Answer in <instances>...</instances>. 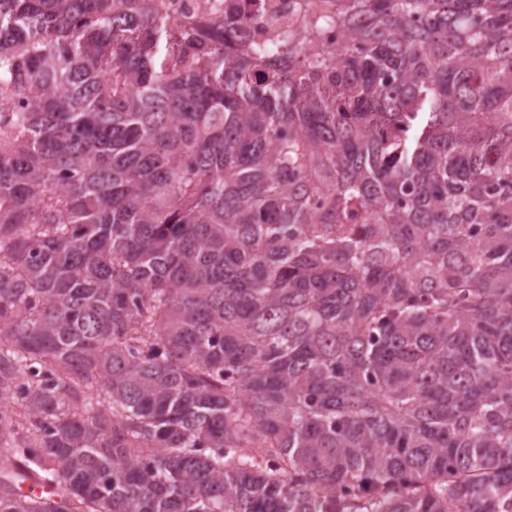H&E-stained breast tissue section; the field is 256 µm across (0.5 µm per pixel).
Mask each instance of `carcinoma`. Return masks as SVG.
Returning <instances> with one entry per match:
<instances>
[{
  "mask_svg": "<svg viewBox=\"0 0 512 512\" xmlns=\"http://www.w3.org/2000/svg\"><path fill=\"white\" fill-rule=\"evenodd\" d=\"M222 2L0 0V512H512V0ZM279 3L278 13L272 15L260 12L256 15L244 31L243 44L272 41L277 33L288 28V23L297 29L300 27L303 16V0H275Z\"/></svg>",
  "mask_w": 512,
  "mask_h": 512,
  "instance_id": "obj_1",
  "label": "carcinoma"
}]
</instances>
